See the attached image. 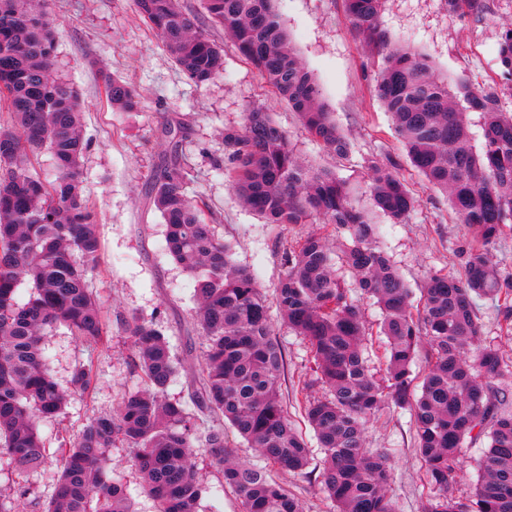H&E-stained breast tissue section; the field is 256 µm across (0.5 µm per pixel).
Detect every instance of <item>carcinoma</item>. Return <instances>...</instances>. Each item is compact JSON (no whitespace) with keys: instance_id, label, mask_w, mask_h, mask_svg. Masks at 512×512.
<instances>
[{"instance_id":"1","label":"carcinoma","mask_w":512,"mask_h":512,"mask_svg":"<svg viewBox=\"0 0 512 512\" xmlns=\"http://www.w3.org/2000/svg\"><path fill=\"white\" fill-rule=\"evenodd\" d=\"M276 0H204L209 21L229 34L238 51L296 113L306 132L341 159L351 144L321 102L320 89L291 46ZM48 0H0V103L10 123L0 124V462L17 477L15 495H0V512H19L27 498L26 473L41 467L49 448L39 421L60 414L90 383V369L73 372L70 388L46 366L44 336L63 327L96 348L109 329L88 287L100 258L96 213L83 189L88 142L79 129L80 97L54 74V36ZM383 0H345L356 35L383 55L376 94L391 114L412 165L448 194L468 229L460 251L462 272L431 274L419 308L378 245L380 225L358 209L347 182L303 164L288 133L259 105L238 126L224 127V170L240 201L266 224H324L286 250L275 302L288 327L305 339L324 397L306 401L305 416L323 459L318 483L336 512H395L388 487L389 453L365 448L367 420L386 406L409 411L431 494L425 512H512V358L486 335L475 301L486 297L503 312L500 334L512 337V273L490 259L512 220V114L500 97L512 96V27L501 35L498 62L508 83L474 91L437 77L421 53L389 42L379 27ZM187 80L204 86L224 70V51L180 8V0H135ZM106 97L122 112H136L132 87L101 74ZM482 114L481 146L472 143L466 112ZM171 156L153 182L151 198L167 226L169 255L195 278L197 327L206 341L202 381L190 402L167 397L174 375L170 346L153 322L135 314L128 339L146 388L127 393L118 407L92 415L54 454L60 475L43 512H133L125 487L109 478V450H135V466L157 512H198L201 486L197 449L209 453L224 485L244 512H304L268 467L305 475L311 450L288 418L280 384L284 354L270 304L254 276L233 264L229 248L188 194L190 171L181 128L165 129ZM43 153L56 177L32 173ZM375 206L400 223L415 197L391 164L367 166ZM348 234L341 260L357 292L382 313L386 372L379 378L364 356L369 328L360 303L336 270L329 239ZM28 298L18 300L20 287ZM427 363L420 383L411 366ZM224 417L258 452L240 462L224 445V430L201 428V413ZM486 443L476 464L481 476L466 497L452 486L463 449Z\"/></svg>"}]
</instances>
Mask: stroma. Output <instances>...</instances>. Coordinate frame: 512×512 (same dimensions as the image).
Instances as JSON below:
<instances>
[{"mask_svg":"<svg viewBox=\"0 0 512 512\" xmlns=\"http://www.w3.org/2000/svg\"><path fill=\"white\" fill-rule=\"evenodd\" d=\"M483 9L452 11L448 0H386L380 27L392 43L426 55L439 77L461 80L475 89L503 83L498 63L501 34L512 24V0H482ZM276 10L298 55L313 74L322 100L352 145L350 159L325 150L300 127L285 102L273 95L222 29L209 28L224 47V71L205 86L189 83L159 39L134 9L133 0H53L49 20L55 35V74L71 83L84 103L85 195L99 220L101 258L89 285L104 306L108 342L96 349L76 343L66 329L47 333L48 367L68 384L76 366L91 370L84 394L72 398L63 414L40 422L50 448L75 437L89 417L116 407L125 393L143 388L144 378L130 360L123 318L135 314L154 321L167 338L175 363L169 396L189 397L199 385L205 340L196 326L194 281L168 254L166 227L150 196L153 181L170 157L164 130L181 125L183 149L191 167L189 193L213 214L215 230L230 247L234 263L249 270L267 297H274L284 273V251L319 224H265L242 207L220 168L222 132L242 123L247 104L273 112L287 130L299 158L335 172L352 188L355 204L381 224L382 246L408 288L418 290L428 275L457 274L458 254L467 237L448 208L446 195L432 189L411 166L375 93L381 59L369 52L346 21L343 0H277ZM129 83L141 101L139 112L113 110L101 71ZM392 160L417 199L404 223H392L374 210L365 161ZM274 330L285 355L280 393L290 419L312 449L311 465L322 453L304 418L306 396H318L307 343L281 318ZM365 446L392 455L389 495L397 512H423L430 489L423 479L407 410L389 407L366 425ZM133 449H111L108 466L125 484L135 512H155L133 466ZM195 464L202 484L199 512H243L235 493L206 451Z\"/></svg>","mask_w":512,"mask_h":512,"instance_id":"1","label":"stroma"}]
</instances>
